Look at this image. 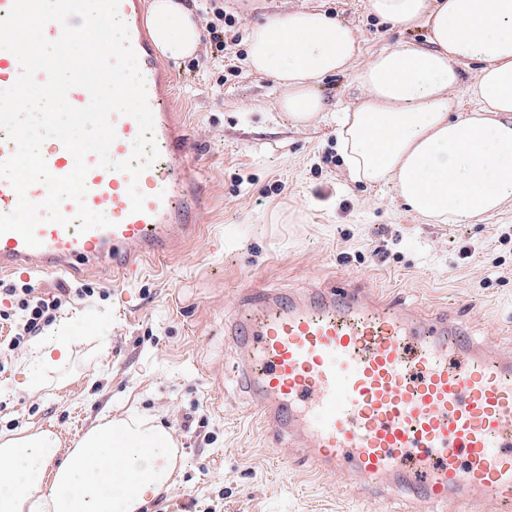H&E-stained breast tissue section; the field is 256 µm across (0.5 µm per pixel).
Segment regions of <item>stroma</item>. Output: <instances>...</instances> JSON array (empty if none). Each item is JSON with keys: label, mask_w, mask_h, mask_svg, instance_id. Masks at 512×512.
Here are the masks:
<instances>
[{"label": "stroma", "mask_w": 512, "mask_h": 512, "mask_svg": "<svg viewBox=\"0 0 512 512\" xmlns=\"http://www.w3.org/2000/svg\"><path fill=\"white\" fill-rule=\"evenodd\" d=\"M367 0H221L240 33L306 6L353 28L363 56L398 43L426 45ZM194 57L168 62L186 122L188 156L209 207L195 236L126 279L88 277L72 296L73 361L30 386L37 338L0 360V432L50 428L63 448L103 417L136 411L170 428L182 466L147 512H395L381 493L345 476L304 472L295 449L272 447L239 384L241 353L224 320L251 288H331L347 279L392 291L429 312L453 304L475 343L512 347V208L478 224H428L390 187L352 181L336 139L338 109L355 107L354 71L322 79L325 107L303 126L280 110L282 90L210 42L198 12ZM382 248L384 257L374 256Z\"/></svg>", "instance_id": "35a3bbf8"}]
</instances>
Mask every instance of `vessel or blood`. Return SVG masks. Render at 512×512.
Masks as SVG:
<instances>
[{
    "label": "vessel or blood",
    "mask_w": 512,
    "mask_h": 512,
    "mask_svg": "<svg viewBox=\"0 0 512 512\" xmlns=\"http://www.w3.org/2000/svg\"><path fill=\"white\" fill-rule=\"evenodd\" d=\"M144 0H120L154 118L158 159L137 183L136 213L127 173L100 168L88 154L86 205L108 212L111 228L79 232L40 224L39 247L15 232L0 235V272L76 274L107 262L128 273L170 253L196 232L204 212L199 176L187 161L186 128L168 96L172 75L142 24ZM20 72L0 49V90ZM113 161L132 160L135 119L113 116ZM42 155L56 176L74 167L55 138ZM241 351V381L274 443L292 441L321 472L381 485L424 505H452L474 494L512 512V351L471 343L454 311L420 316L403 300L343 284L288 293L247 291L226 328Z\"/></svg>",
    "instance_id": "b4317fda"
}]
</instances>
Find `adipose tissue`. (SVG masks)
<instances>
[{
	"instance_id": "obj_1",
	"label": "adipose tissue",
	"mask_w": 512,
	"mask_h": 512,
	"mask_svg": "<svg viewBox=\"0 0 512 512\" xmlns=\"http://www.w3.org/2000/svg\"><path fill=\"white\" fill-rule=\"evenodd\" d=\"M401 28L424 27L428 47L394 46L362 57L356 33L307 8L251 26L246 64L284 90L296 124L323 109L325 76L358 65L360 102L339 110L337 136L352 180L390 185L432 224H476L512 207V0H367ZM146 25L159 54L194 56L201 32L185 0H152ZM480 62L474 80L460 67ZM473 106L454 109L452 90ZM67 322L33 353L38 375L70 363ZM171 431L131 414L99 423L61 452L54 431L0 433V512H143L176 483Z\"/></svg>"
}]
</instances>
